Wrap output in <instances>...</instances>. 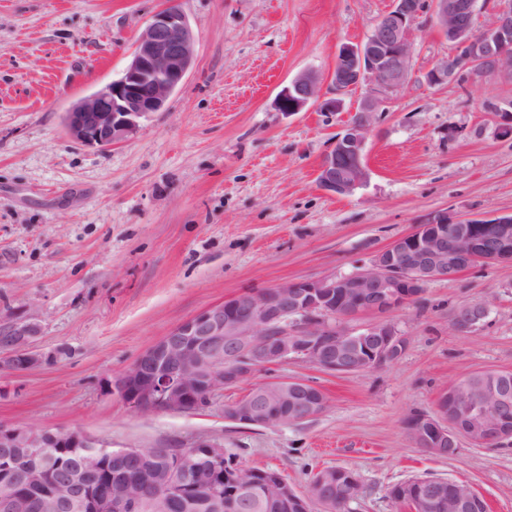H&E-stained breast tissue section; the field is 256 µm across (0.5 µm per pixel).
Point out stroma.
Masks as SVG:
<instances>
[{"label": "stroma", "mask_w": 512, "mask_h": 512, "mask_svg": "<svg viewBox=\"0 0 512 512\" xmlns=\"http://www.w3.org/2000/svg\"><path fill=\"white\" fill-rule=\"evenodd\" d=\"M176 5L195 37L184 83L139 133L101 150L72 142L63 116L129 64L139 34ZM391 0H0V320L36 323L43 364L0 370V423L80 430L119 448H188L201 440L247 467L278 470L299 491L311 472L354 471V512H409L391 489L415 477L471 486L490 512H512V440L461 444L439 457L404 422L435 413L450 384L512 371V262L435 280L388 313L407 340L400 359L356 374L291 360L226 389L206 410L139 412L107 388L151 344L240 292L344 273L436 213L512 214V74L431 86L448 56L428 15L411 25V69L373 119L367 183L324 191L318 168L365 95L341 112L276 111L295 76L322 92L340 45L365 40ZM486 300L476 334L453 310ZM303 379L326 410L279 427L234 424L224 406L254 386Z\"/></svg>", "instance_id": "35a3bbf8"}]
</instances>
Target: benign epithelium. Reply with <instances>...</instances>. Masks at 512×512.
<instances>
[{"label": "benign epithelium", "mask_w": 512, "mask_h": 512, "mask_svg": "<svg viewBox=\"0 0 512 512\" xmlns=\"http://www.w3.org/2000/svg\"><path fill=\"white\" fill-rule=\"evenodd\" d=\"M431 11L438 29L452 44L451 54L427 73L432 86L461 83L475 71L512 74V5L494 12L485 29H475L481 8L477 0H392L365 41L342 45L331 74L332 96L321 93L316 75L303 73L277 95L276 109L284 113L314 107L340 112L343 97L366 87L354 120L336 137L333 151L318 169L319 185L348 196L368 178L365 146L374 114L389 94L406 82L411 65V24ZM194 58V36L183 12L168 6L153 15L136 41L132 59L120 79L76 101L65 114L67 135L85 146L108 149L129 140L152 112L160 111L183 82ZM495 133L512 137V113H495ZM512 262V214L493 219H469L446 212L387 247L376 251L368 264L348 273L286 282L261 290H247L210 306L173 327L150 345L119 376L108 381L116 393L140 412H190L210 407L256 371L299 359L334 373H362L398 360L406 339L395 325L382 319L421 296L434 280H454L477 264ZM381 319L350 331L337 321L361 314ZM490 314L485 300L462 305L449 327L471 335L483 328ZM38 328L33 323L8 322L0 326V367L23 372L42 363L31 349ZM499 374L468 375L448 386L436 412L409 416V438L431 454L448 455L460 440L488 445L512 439V393L498 383ZM277 392L286 414L279 424L302 423L327 406L324 393L300 379L269 381L224 406V419L242 425L270 427L266 407L270 390ZM98 442L80 430H34L0 424V450L15 448H79L86 452ZM196 447L215 464L224 462V447L201 440ZM200 470L198 452L187 450L162 467L159 484L179 495ZM18 477L0 483V512H23L30 503L23 487L27 467ZM271 501L297 512L313 502L335 512L330 499L317 500L298 492L279 474L261 488ZM411 512H488L485 498L456 481L448 486L415 482ZM139 501L135 485L102 487L81 500L86 512H127ZM41 512H56L62 501L51 488L42 490Z\"/></svg>", "instance_id": "benign-epithelium-1"}]
</instances>
